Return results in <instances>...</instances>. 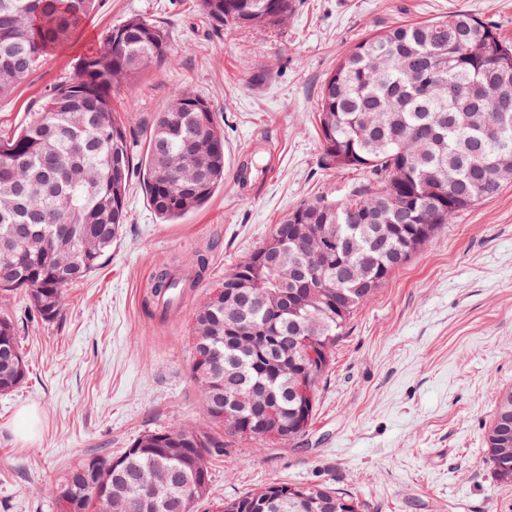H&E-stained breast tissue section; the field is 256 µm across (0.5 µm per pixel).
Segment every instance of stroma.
Returning <instances> with one entry per match:
<instances>
[{"label":"stroma","mask_w":512,"mask_h":512,"mask_svg":"<svg viewBox=\"0 0 512 512\" xmlns=\"http://www.w3.org/2000/svg\"><path fill=\"white\" fill-rule=\"evenodd\" d=\"M456 11L512 42V0H299L281 25L242 28L214 23L200 0H98L68 47L0 97L9 135L109 28L143 17L164 28L168 51L112 93L134 156L178 89L213 106L226 153L223 187L175 224L154 214L134 173L128 224L99 269L65 288L56 321L33 317L24 295L0 296L29 365L19 388L0 392V512H60L55 486L87 454L118 456L149 431L207 429L191 374L194 311L304 200L363 178L323 162L322 81L367 32ZM255 154L276 167L266 183L241 185L235 174ZM199 255L208 267L177 314L148 311L159 271ZM508 388L512 183L458 213L357 310L307 435L231 440L196 512L276 482L331 484L366 512H512V483L486 457L495 395Z\"/></svg>","instance_id":"35a3bbf8"}]
</instances>
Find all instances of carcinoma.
<instances>
[{
	"label": "carcinoma",
	"instance_id": "obj_1",
	"mask_svg": "<svg viewBox=\"0 0 512 512\" xmlns=\"http://www.w3.org/2000/svg\"><path fill=\"white\" fill-rule=\"evenodd\" d=\"M201 0L208 17L235 28L279 25L296 0ZM96 0H0V97L28 79L42 59L64 49L91 15ZM156 23L132 17L111 28L104 48L85 57L73 77L51 89L40 109L16 131L0 136V295L22 290L34 315L58 319L63 291L100 265L129 221L126 206L135 168L143 170L154 213L175 222L206 205L224 184V131L210 104L185 90L174 93L147 129L145 154L134 160L125 126L112 107V88L135 82L144 66L167 52ZM319 122L326 164L360 170L364 180L335 200L303 201L276 225L268 240L281 255L269 275L238 264L224 274L244 293L298 292L302 302L280 309L259 303L236 318L225 298H209L195 314L205 344L193 349L191 369L210 422L224 434L181 427L149 432L117 457L90 454L55 487L64 512H193L209 482L208 459L224 455L226 440L294 441L315 418L318 392L349 320L407 263L421 224L432 225L425 244L466 209L497 197L512 177V45L489 24L464 12L400 24L363 38L324 80ZM70 224L66 236L54 225ZM206 269L202 257L159 272L145 307L188 294ZM238 324L248 336L239 348L224 344ZM0 392L24 383L28 363L12 321L0 318ZM316 368L305 424L293 428L298 399L294 375ZM256 401L254 410L224 420L225 389ZM275 412L268 418L265 406ZM288 430L275 439L271 428ZM512 436V389L498 393L487 434L496 477L512 482V455L497 447ZM97 480L112 490L105 502L84 488L91 461ZM154 486L141 496L139 480ZM272 483L224 501L230 512H365V504L328 484H302L303 497L276 499Z\"/></svg>",
	"mask_w": 512,
	"mask_h": 512
}]
</instances>
